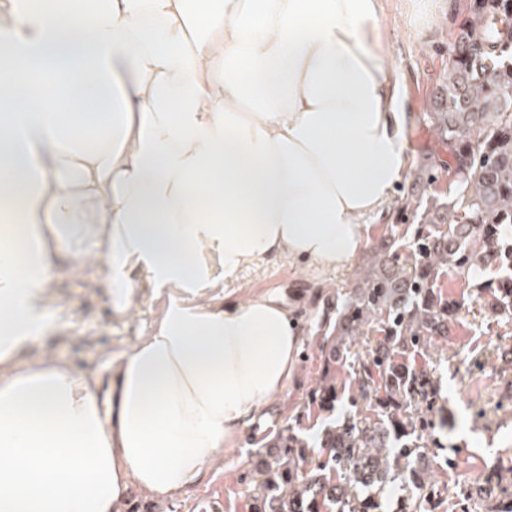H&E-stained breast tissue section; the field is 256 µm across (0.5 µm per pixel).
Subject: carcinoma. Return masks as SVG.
Here are the masks:
<instances>
[{"label": "carcinoma", "instance_id": "obj_1", "mask_svg": "<svg viewBox=\"0 0 512 512\" xmlns=\"http://www.w3.org/2000/svg\"><path fill=\"white\" fill-rule=\"evenodd\" d=\"M428 120L450 162L448 177L459 198L433 203L402 254L391 238L374 247L373 260L356 286L343 294L336 314L318 326L321 376L312 401L336 406V368L343 345L380 326L356 357L360 397L375 388L381 419L365 427L351 417L328 425L318 437L323 457L305 470L308 443L289 428L268 442L272 460L256 470L252 512H380L398 479L412 486L413 512L435 495L433 473L411 463L434 452L424 431L445 428L435 415L432 374L404 354L427 350L446 336L456 306L434 290L448 266L464 279L476 269L512 257V0H466ZM493 310L512 312V276L491 284Z\"/></svg>", "mask_w": 512, "mask_h": 512}]
</instances>
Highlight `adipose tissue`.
Wrapping results in <instances>:
<instances>
[{
    "label": "adipose tissue",
    "mask_w": 512,
    "mask_h": 512,
    "mask_svg": "<svg viewBox=\"0 0 512 512\" xmlns=\"http://www.w3.org/2000/svg\"><path fill=\"white\" fill-rule=\"evenodd\" d=\"M384 0H0V512L167 500L290 386L302 330L283 292L192 306L96 378L16 355L45 328L62 244L129 298L124 270L197 284L285 257L352 269L406 173L408 114Z\"/></svg>",
    "instance_id": "1"
}]
</instances>
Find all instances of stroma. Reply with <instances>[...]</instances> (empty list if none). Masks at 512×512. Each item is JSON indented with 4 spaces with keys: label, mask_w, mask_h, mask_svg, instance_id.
Returning <instances> with one entry per match:
<instances>
[{
    "label": "stroma",
    "mask_w": 512,
    "mask_h": 512,
    "mask_svg": "<svg viewBox=\"0 0 512 512\" xmlns=\"http://www.w3.org/2000/svg\"><path fill=\"white\" fill-rule=\"evenodd\" d=\"M465 0H387L380 20L388 68L400 77V96L413 109L406 130L409 164L401 186L390 202L391 210L404 204L432 200L448 202L455 189L447 177L430 182L431 172L442 169L447 153L437 144L427 114L440 78L448 72L449 47L461 19ZM370 252H363L353 270L336 273L300 270L285 258L262 259L224 276V256H205V281L194 288L158 286L139 265L127 268L132 293L128 305L112 296V288L98 268L76 273L71 258L61 254L52 288L57 302L49 313L44 333L18 354L15 364L52 358L75 370L93 374L108 384L109 361L123 354L156 327L171 298L223 305L225 297L259 295L272 288L290 289L308 284L327 294L345 292L357 281ZM436 289L444 298L460 303L461 314L449 336L420 352L416 360L432 372L438 383L436 405L448 426L435 435L446 448L442 457L429 458L441 495L433 512H499L501 502L512 499V317L502 318L484 304L478 289L455 270L443 272ZM304 324L301 343L307 355L299 359L292 385L267 409L243 440L233 458L220 461L192 487L173 498L154 502L138 488L129 492L126 512H251L257 452L266 436L295 427L314 439L328 419L327 412L309 401L319 379V351L315 331L324 318L322 305L299 310ZM493 476L496 491L477 490L478 478Z\"/></svg>",
    "instance_id": "obj_1"
}]
</instances>
